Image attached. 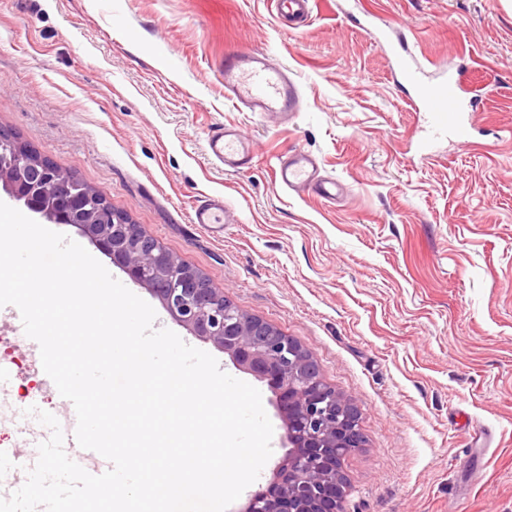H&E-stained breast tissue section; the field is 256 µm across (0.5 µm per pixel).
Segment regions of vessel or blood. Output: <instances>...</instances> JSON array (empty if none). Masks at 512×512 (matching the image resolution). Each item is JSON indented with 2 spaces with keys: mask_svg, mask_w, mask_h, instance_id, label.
<instances>
[{
  "mask_svg": "<svg viewBox=\"0 0 512 512\" xmlns=\"http://www.w3.org/2000/svg\"><path fill=\"white\" fill-rule=\"evenodd\" d=\"M398 74L415 88L418 111L428 113L435 130L448 131L458 139L468 137L470 101L460 93L455 75L444 74L436 79L426 78L414 58L400 59ZM224 93L227 98L249 111L263 114L290 109L300 111L301 95L298 85L283 69L268 64L265 55L238 50L224 57ZM209 153L224 167L236 170L243 167L249 156V140L236 129H219L210 136ZM281 186L293 191L314 190L324 198H335L339 188L335 180L317 178L313 159L304 153L293 155L276 172ZM225 206L220 197H212L198 205L192 221L206 227L222 226Z\"/></svg>",
  "mask_w": 512,
  "mask_h": 512,
  "instance_id": "vessel-or-blood-1",
  "label": "vessel or blood"
}]
</instances>
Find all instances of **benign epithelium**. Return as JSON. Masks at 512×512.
<instances>
[{"instance_id":"7a95c632","label":"benign epithelium","mask_w":512,"mask_h":512,"mask_svg":"<svg viewBox=\"0 0 512 512\" xmlns=\"http://www.w3.org/2000/svg\"><path fill=\"white\" fill-rule=\"evenodd\" d=\"M0 191L28 211L72 225L130 280L158 298L170 317L212 343L236 367L261 382H276L274 407L285 427L287 452L271 488L250 495L241 512H343L348 484L344 458L363 446L359 413L322 379L295 340L230 304L224 292L186 265L138 224L129 222L45 156L0 129Z\"/></svg>"}]
</instances>
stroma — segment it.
<instances>
[{"instance_id":"1","label":"stroma","mask_w":512,"mask_h":512,"mask_svg":"<svg viewBox=\"0 0 512 512\" xmlns=\"http://www.w3.org/2000/svg\"><path fill=\"white\" fill-rule=\"evenodd\" d=\"M310 8L299 27L274 0H0V127L297 340L354 402L364 444L344 460L345 512H512V0ZM242 49L296 80V118L225 99L224 56ZM408 50L429 72L490 86L468 141L418 150L427 116L394 75ZM222 127L251 142L234 172L208 157ZM297 151L340 196L280 186L277 166ZM214 195L227 207L219 232L191 221ZM0 353L9 402L35 386L39 408L64 419L13 320H0ZM257 388L274 429L258 489L286 450L275 394Z\"/></svg>"}]
</instances>
